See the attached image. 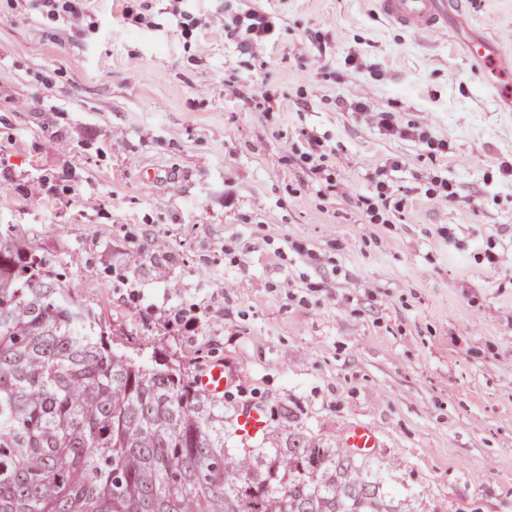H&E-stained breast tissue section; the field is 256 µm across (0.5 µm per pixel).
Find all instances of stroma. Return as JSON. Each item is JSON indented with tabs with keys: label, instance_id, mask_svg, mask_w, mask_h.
Listing matches in <instances>:
<instances>
[{
	"label": "stroma",
	"instance_id": "stroma-1",
	"mask_svg": "<svg viewBox=\"0 0 512 512\" xmlns=\"http://www.w3.org/2000/svg\"><path fill=\"white\" fill-rule=\"evenodd\" d=\"M86 6L112 25L101 43L46 37L0 0V230L61 273L115 348L194 376L223 360L225 421L260 403L334 448L365 424L368 463L406 512H512V271L487 259L512 249V103L469 52L486 39L512 71V0L449 5L444 35L393 26L375 0H193L187 44L169 15L135 28L122 0ZM258 9L280 27L256 61L222 15ZM56 70L53 89L33 80ZM228 75L270 92L271 112L225 99ZM351 85L401 121L431 115L447 154L384 135ZM303 131L349 195L317 196L284 148ZM394 156L405 210L367 223L349 198ZM431 168L448 203L425 194Z\"/></svg>",
	"mask_w": 512,
	"mask_h": 512
}]
</instances>
